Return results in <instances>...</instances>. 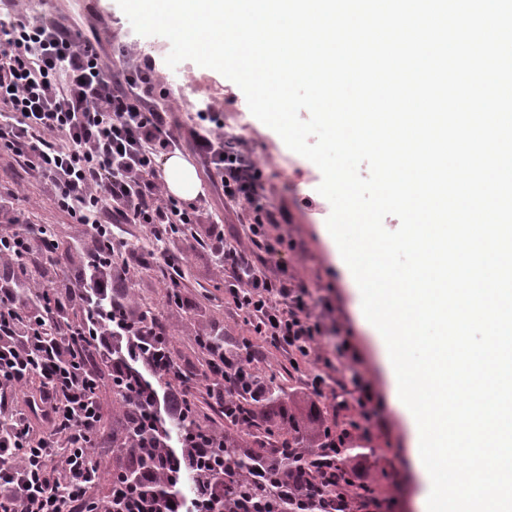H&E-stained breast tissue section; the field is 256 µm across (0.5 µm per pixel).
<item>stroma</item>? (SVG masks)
Listing matches in <instances>:
<instances>
[{
    "label": "stroma",
    "mask_w": 512,
    "mask_h": 512,
    "mask_svg": "<svg viewBox=\"0 0 512 512\" xmlns=\"http://www.w3.org/2000/svg\"><path fill=\"white\" fill-rule=\"evenodd\" d=\"M27 3L34 17L77 18L83 32L97 34L101 57L112 67H133L144 59H153L159 82L153 89L152 103L168 109L172 124L194 123L198 109L209 106L220 113L225 135L241 138L242 149L262 171L258 188L262 202L285 212L289 219L281 230L295 241L296 247L283 252L281 267L303 279L313 293L328 298L332 304L333 310L326 314L325 322L334 331L322 338V349L330 355L340 378L348 382L354 376H362L379 395L369 434L354 441V451L368 456L376 489L392 500L390 512H420L421 477L408 454L409 428L394 401L381 335L365 318L358 285L327 230L331 205L317 191L322 181L319 168L288 149L275 131L252 115L244 93L235 83L189 60L175 69L167 66L169 40L137 34L116 0H27ZM196 173L203 189L199 233H206L210 224L218 222L223 224L226 234H242L247 220L246 204L224 199L214 186V172L200 165ZM20 183L24 184L26 195L21 210L32 223L47 225L58 243L61 268H69L86 239L83 226L72 223L67 214L54 209L44 186L25 177L10 154L0 152V189L11 190ZM120 235L142 258H151L163 249L180 259V273L192 301L188 308L167 312L168 278L157 267L142 270L130 283L133 298L139 305L167 313L174 355L180 363L191 370L200 368L202 355L194 343L196 334L213 332L230 344L251 338L252 332L236 315L209 252L187 249L178 237L156 242L134 224L122 225ZM344 341L352 346V353H338L337 348ZM265 352L260 370L273 377L276 392L259 412L258 423L263 427L275 426L281 412L291 413L300 425L298 435L303 446L314 447V418L300 384V374L286 372L285 358L273 347H266Z\"/></svg>",
    "instance_id": "stroma-1"
}]
</instances>
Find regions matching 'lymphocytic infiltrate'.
<instances>
[{"mask_svg":"<svg viewBox=\"0 0 512 512\" xmlns=\"http://www.w3.org/2000/svg\"><path fill=\"white\" fill-rule=\"evenodd\" d=\"M154 71L144 62L124 75L118 89L91 39L71 26L16 15L0 22V148L49 185L52 206L84 225L92 244L111 251L60 274L53 261L56 240L45 226L25 220L16 207L18 192H0V221L12 226L0 232V268L12 272L0 277V414L13 419L10 431L0 430V512H137L138 500L121 484L109 496L91 497L107 444L98 432V384L89 362L76 353L72 329H45L55 305L82 304L87 290L96 288L112 297L111 317L93 331L98 353L122 338L134 358L141 337L167 335L162 317L142 320L137 304L119 290L146 263L114 235L117 225L136 224L156 241L177 236L210 252L254 333L237 345L199 344L203 365L196 373L167 353L144 361L166 380L165 417L194 407L198 393L211 399L219 423L181 442L201 449L198 465H210L209 449L223 447L224 423L252 428L256 409L273 391V378L257 366L258 343L296 362L312 397L323 395L332 362L320 352L325 324L305 283L269 276L234 246L223 225L200 237L198 203L163 196L158 161L182 144L168 128L167 113L144 102ZM197 118L188 130L192 150L215 170L225 198L253 204V246L269 258L291 248L275 213L255 203L260 169L225 137L217 113ZM35 251L41 263L17 269L19 258ZM33 379L40 382L38 399L29 413L14 411V396ZM353 386L358 420L325 426L318 447L293 448L282 436H270L263 456L247 470L226 465L211 474L207 494L176 504L162 499L157 512H386L390 501L372 487L367 458L351 456L346 447L354 435H365L376 404L371 386L358 379Z\"/></svg>","mask_w":512,"mask_h":512,"instance_id":"obj_1","label":"lymphocytic infiltrate"}]
</instances>
